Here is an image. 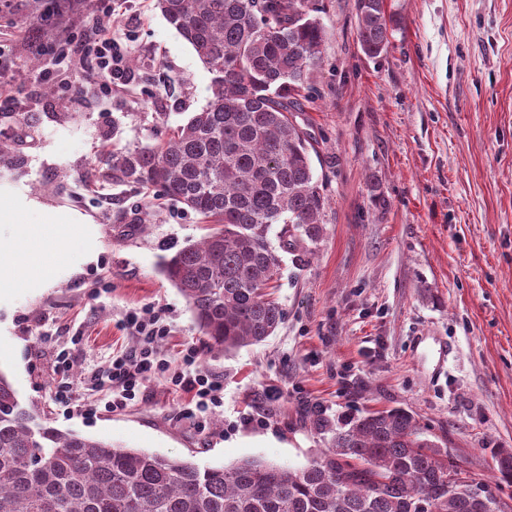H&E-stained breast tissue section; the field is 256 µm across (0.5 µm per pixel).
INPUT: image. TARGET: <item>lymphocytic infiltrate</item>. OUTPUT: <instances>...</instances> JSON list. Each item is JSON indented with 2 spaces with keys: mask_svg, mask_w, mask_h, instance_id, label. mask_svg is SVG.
Here are the masks:
<instances>
[{
  "mask_svg": "<svg viewBox=\"0 0 512 512\" xmlns=\"http://www.w3.org/2000/svg\"><path fill=\"white\" fill-rule=\"evenodd\" d=\"M126 56V49L113 38L111 27L94 24L84 27L79 37L59 38L37 80L52 85L59 101L67 105L72 101L67 74L79 69L87 75L88 89L93 95L108 97L114 89L133 80L126 67ZM125 326L136 336V347L113 355L108 367L93 376L95 386L104 394L105 408H127L151 381L161 377L171 390L190 395L194 408L188 416L198 430H206L210 417L224 405V382L201 367L199 348L185 346L179 367L170 368L160 345L171 335L172 327L164 309L159 307L129 312Z\"/></svg>",
  "mask_w": 512,
  "mask_h": 512,
  "instance_id": "lymphocytic-infiltrate-1",
  "label": "lymphocytic infiltrate"
}]
</instances>
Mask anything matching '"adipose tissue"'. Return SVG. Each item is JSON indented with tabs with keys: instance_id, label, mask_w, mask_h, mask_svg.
Wrapping results in <instances>:
<instances>
[{
	"instance_id": "adipose-tissue-1",
	"label": "adipose tissue",
	"mask_w": 512,
	"mask_h": 512,
	"mask_svg": "<svg viewBox=\"0 0 512 512\" xmlns=\"http://www.w3.org/2000/svg\"><path fill=\"white\" fill-rule=\"evenodd\" d=\"M11 230L0 244V290L44 288L50 283L45 260L94 236V224L72 211L47 206L25 184L0 186V227Z\"/></svg>"
}]
</instances>
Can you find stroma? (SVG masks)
Listing matches in <instances>:
<instances>
[{
	"label": "stroma",
	"instance_id": "obj_1",
	"mask_svg": "<svg viewBox=\"0 0 512 512\" xmlns=\"http://www.w3.org/2000/svg\"><path fill=\"white\" fill-rule=\"evenodd\" d=\"M115 0L112 32L134 81L103 99L87 77L73 106L37 84L31 46L77 33L81 7L11 0L0 30L16 33L11 86L27 117L0 116V185L24 183L97 231L70 250L46 288L0 297V372L21 406L63 432L228 466L261 458L299 469L322 446L312 415L401 407L444 440L475 477L492 451L512 449V0H386L389 45L371 58L357 40L354 0H317L326 29L315 93L299 113L318 151L326 233L304 266L284 260L270 290L285 319L264 343L210 351L179 290L160 272L166 248L206 232L194 213L95 177L103 152L151 144L206 107L211 75L153 7ZM165 308L162 349L179 365L187 344L224 380L205 432L188 395L153 381L125 410L64 412L59 386L88 402L92 372L135 346L127 311ZM71 353L67 373L56 368ZM262 409L267 425L248 417Z\"/></svg>",
	"mask_w": 512,
	"mask_h": 512
}]
</instances>
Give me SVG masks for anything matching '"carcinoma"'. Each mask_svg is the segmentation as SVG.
Segmentation results:
<instances>
[{
    "label": "carcinoma",
    "mask_w": 512,
    "mask_h": 512,
    "mask_svg": "<svg viewBox=\"0 0 512 512\" xmlns=\"http://www.w3.org/2000/svg\"><path fill=\"white\" fill-rule=\"evenodd\" d=\"M212 75L208 105L155 143L99 160L114 184L154 189L213 224L160 258L209 348L258 345L283 323L265 289L324 236L328 196L297 122L326 31L314 0H156ZM357 39L389 44L385 0H355ZM281 225L274 232L275 225ZM276 233L279 246L271 242ZM325 450L301 469L261 459L200 467L34 422L0 372V512H479L470 475L415 414H318ZM489 482L512 484V451ZM456 489L448 493V475Z\"/></svg>",
    "instance_id": "carcinoma-1"
}]
</instances>
